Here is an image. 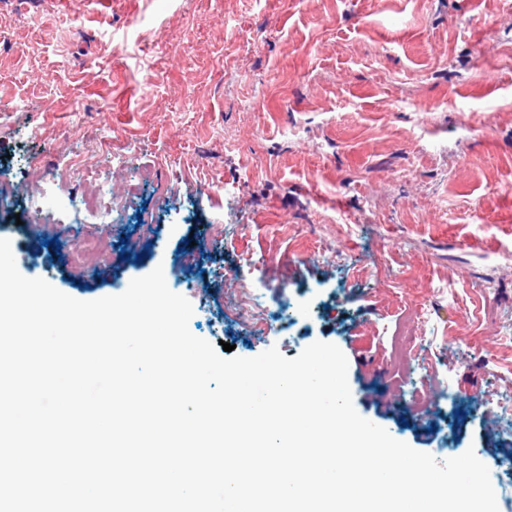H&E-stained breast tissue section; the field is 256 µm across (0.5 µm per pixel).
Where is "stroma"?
Here are the masks:
<instances>
[{
  "mask_svg": "<svg viewBox=\"0 0 512 512\" xmlns=\"http://www.w3.org/2000/svg\"><path fill=\"white\" fill-rule=\"evenodd\" d=\"M122 154L155 182L76 213L56 170L110 198ZM0 193L23 276L90 301L159 266L236 356L336 344L362 417L474 450L512 512V0H0Z\"/></svg>",
  "mask_w": 512,
  "mask_h": 512,
  "instance_id": "35a3bbf8",
  "label": "stroma"
}]
</instances>
